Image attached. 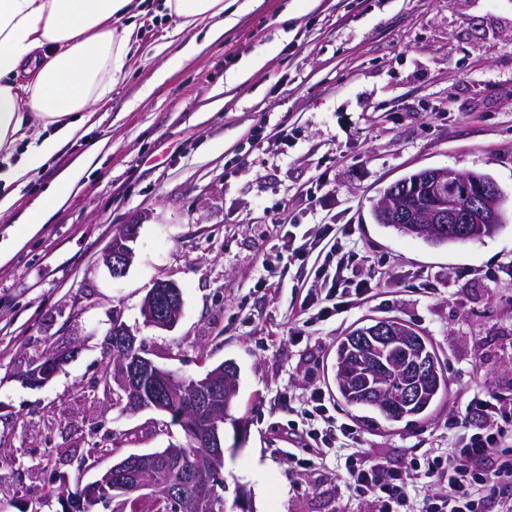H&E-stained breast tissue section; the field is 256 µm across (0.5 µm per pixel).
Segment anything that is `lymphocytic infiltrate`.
Segmentation results:
<instances>
[{
  "label": "lymphocytic infiltrate",
  "instance_id": "lymphocytic-infiltrate-1",
  "mask_svg": "<svg viewBox=\"0 0 512 512\" xmlns=\"http://www.w3.org/2000/svg\"><path fill=\"white\" fill-rule=\"evenodd\" d=\"M328 284L333 311L343 313L371 293L372 286L344 259L314 269ZM300 426L288 429L285 450L293 466L314 469L328 452L343 459L340 477L371 512H512V395L472 392L452 421L444 452L412 457L400 468L359 449L355 425L325 429L326 394L314 389L296 411Z\"/></svg>",
  "mask_w": 512,
  "mask_h": 512
}]
</instances>
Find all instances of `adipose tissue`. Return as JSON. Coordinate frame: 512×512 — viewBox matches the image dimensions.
<instances>
[{
    "label": "adipose tissue",
    "instance_id": "1",
    "mask_svg": "<svg viewBox=\"0 0 512 512\" xmlns=\"http://www.w3.org/2000/svg\"><path fill=\"white\" fill-rule=\"evenodd\" d=\"M176 20L175 33L210 25L224 28V0H164ZM138 15L135 0H0V151L26 148L0 171V215L14 197L12 184L30 182L58 148L93 128L97 105L107 102L125 77L133 55ZM52 127L44 138L27 133L29 120ZM76 175L64 176L35 199L27 232L44 224L49 211L75 189Z\"/></svg>",
    "mask_w": 512,
    "mask_h": 512
}]
</instances>
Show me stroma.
<instances>
[{
    "label": "stroma",
    "mask_w": 512,
    "mask_h": 512,
    "mask_svg": "<svg viewBox=\"0 0 512 512\" xmlns=\"http://www.w3.org/2000/svg\"><path fill=\"white\" fill-rule=\"evenodd\" d=\"M224 3L233 23L210 42L201 27L170 38L172 17L140 14L131 73L94 129L15 188L0 217L4 243L43 189L103 143L69 200L0 263V512H62L52 485L91 482L114 462L85 464L95 436L112 435L124 456L181 439L176 426L151 434L161 413L127 414L94 394L116 311L179 375L238 366L247 439L237 448L225 433L223 475L255 512H367L335 460L299 473L271 444L311 384L334 389L336 341L359 322L398 319L428 336L448 378L443 402L412 425L337 406L367 455L400 464L447 447L467 391L512 392V0ZM424 168L490 176L505 224L443 247L377 224L383 189ZM133 223V260L112 278L102 251ZM328 224L345 227V248L380 284L359 308L309 323V268L283 240L291 229L322 238ZM158 280L182 292L170 331L141 316ZM49 349L71 357L47 384H27Z\"/></svg>",
    "instance_id": "35a3bbf8"
}]
</instances>
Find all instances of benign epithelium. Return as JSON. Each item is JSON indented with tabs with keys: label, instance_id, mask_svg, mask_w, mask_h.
<instances>
[{
	"label": "benign epithelium",
	"instance_id": "7a95c632",
	"mask_svg": "<svg viewBox=\"0 0 512 512\" xmlns=\"http://www.w3.org/2000/svg\"><path fill=\"white\" fill-rule=\"evenodd\" d=\"M416 182L423 188L413 192L397 189L408 184L401 179L387 187L376 208V219L381 224H402L411 235L429 236L450 241L468 239L475 235L492 233L505 223L501 209L502 192L488 176L478 173H458L449 169H422L415 172ZM137 225L128 224L113 235L103 249V261L112 278L127 273L132 262L133 251L129 243L134 241ZM183 299L178 286L171 281L160 280L148 289L143 300L142 312L150 327L162 330L174 328L182 315ZM370 342L387 350L395 351L405 344L396 337V332L387 319L372 322ZM107 337L112 341L113 353L118 355L120 377L112 383L109 370L112 358H104L95 384H106L109 401H119L125 410L141 412L154 410L168 413L172 402L182 399L196 409L209 414V419L224 417V369H233V364L218 365L204 376L191 379L188 385L174 382L173 372L157 365L148 358L137 336L122 323L119 317L112 319ZM74 353L49 351L32 363L26 375L27 383L39 387L48 383L59 369L56 364L65 362ZM433 371V361L419 356L408 363V384L403 400L409 404L419 395L420 382ZM149 381L158 391V396L147 400L142 394V385ZM210 456L213 467L220 470L224 457L222 440L216 429L208 428ZM180 462L163 451L132 454L112 464L101 476L84 485L79 498L62 500L65 512H89L97 506L132 487L142 497L161 503L179 500H194L208 491V483L199 475L189 472L180 483L170 479V471Z\"/></svg>",
	"mask_w": 512,
	"mask_h": 512
}]
</instances>
